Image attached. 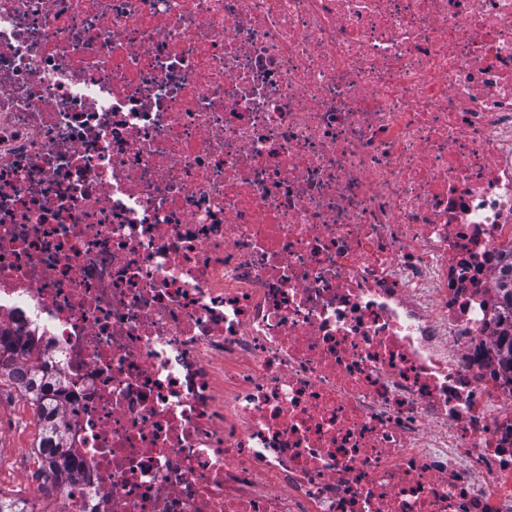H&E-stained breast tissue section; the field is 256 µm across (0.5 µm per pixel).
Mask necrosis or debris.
<instances>
[{"label": "necrosis or debris", "instance_id": "necrosis-or-debris-1", "mask_svg": "<svg viewBox=\"0 0 512 512\" xmlns=\"http://www.w3.org/2000/svg\"><path fill=\"white\" fill-rule=\"evenodd\" d=\"M512 0H0V329L39 512H512ZM498 304L505 317L501 319L503 340L500 346L502 357L500 360L504 370L512 373V251L503 260V266L496 280ZM40 418L47 421L45 436L54 440L56 445L42 446L40 448H58V456L51 462L52 470L56 475H62L63 472L67 476L74 474L73 468L69 461V450L67 441L64 440L62 433L59 431V411L56 404L52 400H46L40 406Z\"/></svg>", "mask_w": 512, "mask_h": 512}]
</instances>
